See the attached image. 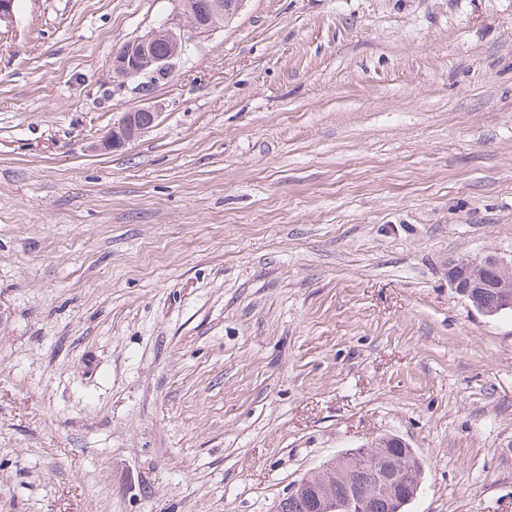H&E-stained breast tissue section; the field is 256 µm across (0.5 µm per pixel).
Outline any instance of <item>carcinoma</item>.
I'll use <instances>...</instances> for the list:
<instances>
[{
    "label": "carcinoma",
    "instance_id": "1",
    "mask_svg": "<svg viewBox=\"0 0 512 512\" xmlns=\"http://www.w3.org/2000/svg\"><path fill=\"white\" fill-rule=\"evenodd\" d=\"M387 458L401 472L402 487L415 492L420 486L423 466L412 449L406 448H359L356 452L342 454L330 462L322 471L303 478L309 490L286 495L278 504V512H321L320 500L328 499L338 506L346 505L355 490L370 489L377 481V467L381 459ZM391 497L384 492H373L368 499L365 512H390Z\"/></svg>",
    "mask_w": 512,
    "mask_h": 512
}]
</instances>
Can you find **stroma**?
Instances as JSON below:
<instances>
[{"label":"stroma","instance_id":"obj_1","mask_svg":"<svg viewBox=\"0 0 512 512\" xmlns=\"http://www.w3.org/2000/svg\"><path fill=\"white\" fill-rule=\"evenodd\" d=\"M176 9L0 27V512H273L392 435L405 512H512V313L448 283L512 258V0H243L113 82ZM177 0V13L158 29L123 44L112 55V78L119 83L137 80L150 72L163 77L173 61L188 54L191 35L211 30L218 21L229 18L238 10L242 0ZM162 40L164 45L157 44ZM163 70V71H162ZM159 71V72H157ZM157 118L158 112L150 109H138L123 113L103 137V147L112 150L123 147L151 128Z\"/></svg>","mask_w":512,"mask_h":512}]
</instances>
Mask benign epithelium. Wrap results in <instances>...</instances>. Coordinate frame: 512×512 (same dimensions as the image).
<instances>
[{
  "mask_svg": "<svg viewBox=\"0 0 512 512\" xmlns=\"http://www.w3.org/2000/svg\"><path fill=\"white\" fill-rule=\"evenodd\" d=\"M177 13L147 34L123 44L112 55V78L120 83L140 79L151 72L164 71L173 61L188 54L191 35L205 32L235 14L242 0H177ZM165 43L159 54L157 41ZM158 113L150 109L125 112L113 123L102 140L106 149H119L151 128ZM448 282L455 292L487 317L495 316L481 303V291L491 286L499 289V310H512V260L497 255L461 259L450 263Z\"/></svg>",
  "mask_w": 512,
  "mask_h": 512,
  "instance_id": "7a95c632",
  "label": "benign epithelium"
}]
</instances>
